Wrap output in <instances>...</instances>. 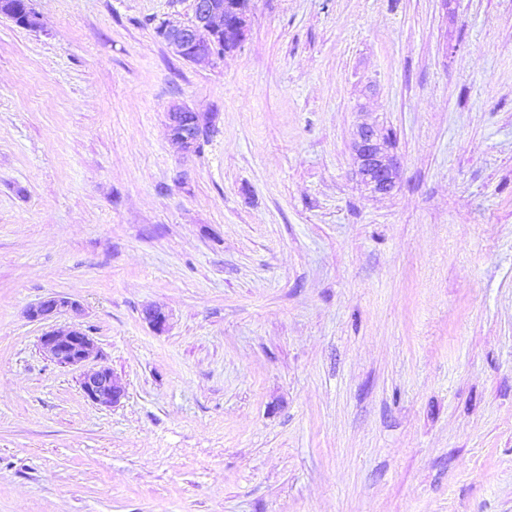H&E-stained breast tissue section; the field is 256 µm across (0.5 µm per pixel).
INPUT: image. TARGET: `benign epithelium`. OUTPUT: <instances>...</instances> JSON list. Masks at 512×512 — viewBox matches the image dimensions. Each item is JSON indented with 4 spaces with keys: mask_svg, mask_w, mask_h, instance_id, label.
Listing matches in <instances>:
<instances>
[{
    "mask_svg": "<svg viewBox=\"0 0 512 512\" xmlns=\"http://www.w3.org/2000/svg\"><path fill=\"white\" fill-rule=\"evenodd\" d=\"M249 33V11L241 0L218 3L216 0H193V18L187 24L166 22L160 39L177 56L196 65L211 62V41L224 37L241 46ZM218 113L195 112L182 103L172 104L166 113V132L181 150L189 155L197 151L204 135L215 126ZM355 173L371 192L389 195L396 188L400 169L398 157L391 152L387 135L373 124L363 123L353 142ZM79 311V306L66 297L50 296L28 308L32 321H41L55 314ZM142 319L152 329L162 332L167 316L161 309L146 307ZM38 344L43 354L60 368H81L96 357L93 339L78 327L52 329L42 333ZM84 398L94 405L113 407L125 396L120 379L107 368H90L79 377Z\"/></svg>",
    "mask_w": 512,
    "mask_h": 512,
    "instance_id": "7a95c632",
    "label": "benign epithelium"
}]
</instances>
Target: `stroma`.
Returning a JSON list of instances; mask_svg holds the SVG:
<instances>
[{"label": "stroma", "mask_w": 512, "mask_h": 512, "mask_svg": "<svg viewBox=\"0 0 512 512\" xmlns=\"http://www.w3.org/2000/svg\"><path fill=\"white\" fill-rule=\"evenodd\" d=\"M32 6L0 15V512H512V0H252L209 65L156 34L193 0ZM176 101L218 115L198 153ZM50 295L80 315L29 321ZM74 324L116 406L40 351ZM26 0H0L1 12L7 18L13 20L18 26L23 25L28 30H40L42 28L41 19L36 13L34 17H25L20 23V14L24 12L26 7ZM22 27V26H21ZM217 116L214 112H195L185 104L174 103L166 113L167 135L185 154H195L197 147L201 149L199 143L204 133L214 128ZM390 146L389 137L376 125L358 127L353 142L355 173L373 193L389 195L396 188L401 163ZM79 386L87 401L101 407H113L125 396L124 385L107 368L84 370L79 377Z\"/></svg>", "instance_id": "1"}]
</instances>
